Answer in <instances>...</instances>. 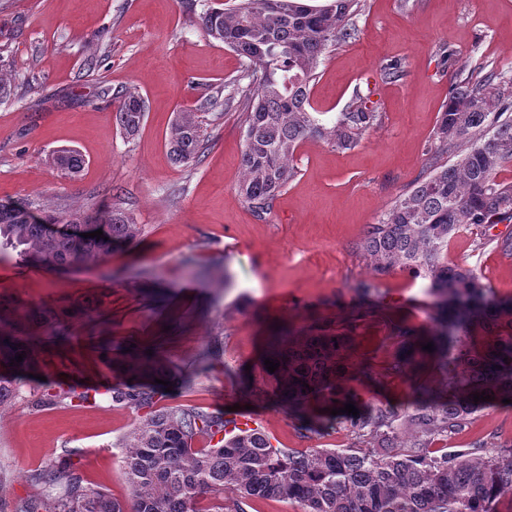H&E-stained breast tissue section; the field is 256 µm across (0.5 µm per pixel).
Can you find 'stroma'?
<instances>
[{
    "label": "stroma",
    "mask_w": 512,
    "mask_h": 512,
    "mask_svg": "<svg viewBox=\"0 0 512 512\" xmlns=\"http://www.w3.org/2000/svg\"><path fill=\"white\" fill-rule=\"evenodd\" d=\"M225 2L0 0V70L14 78L11 97L0 101V200H23L36 213L71 207L93 215L117 203L141 227L136 241L102 262L64 273L43 269L19 279L16 254L0 255L1 296L31 305L93 300L108 322L102 330L84 318L71 324L66 346L43 343L40 378H24L0 411V512L39 493L32 472L63 456L93 488L128 499L121 443L136 411L107 394L51 409L36 405L60 386L81 392L92 379L126 382L102 355L110 342L153 345L166 363L185 367L222 337L220 362L199 374L190 392L166 393L164 404L233 407L234 417L260 419L280 448H344L352 442L348 426L299 437L294 420L248 383L263 375L270 336L314 319L344 320L361 304L353 284L370 278L376 314L357 329L352 362L371 374L356 388L377 406L408 399L409 382L386 376L385 367L398 326L430 330L428 282L399 270L370 277L354 245L421 175L455 73L478 78L495 68L512 76V0H366L357 40L320 64L311 101L317 111L339 113L358 89L382 120L351 151L303 143L299 172L265 221L237 192L244 147L237 112H208L210 139L197 166L175 164L166 146L176 112L197 110L239 73L236 54L191 21ZM442 46L452 54L445 63ZM92 56L99 61L93 70L86 66ZM394 60L404 64V77L381 81L382 65ZM104 86L144 98L134 139L121 134L115 105L99 99ZM61 149L84 157L77 176L51 162ZM473 239L468 230L452 237L449 260L474 268L497 298L512 300V255L491 245L475 250ZM489 437L512 446V406L475 415L434 448L465 449Z\"/></svg>",
    "instance_id": "35a3bbf8"
}]
</instances>
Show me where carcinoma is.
<instances>
[{
	"label": "carcinoma",
	"instance_id": "carcinoma-1",
	"mask_svg": "<svg viewBox=\"0 0 512 512\" xmlns=\"http://www.w3.org/2000/svg\"><path fill=\"white\" fill-rule=\"evenodd\" d=\"M365 0H241L209 8L193 23L205 36L242 59L241 75L224 85V109L239 111L244 149L237 192L259 221L298 173L297 148L318 140L351 150L381 121L378 109L356 91L337 117L315 111L311 86L323 57L359 37L355 19ZM115 119L132 138L145 118L139 93L119 91ZM198 112L176 113L167 142L177 164L198 162L208 139ZM430 165L396 196L355 249L375 275L408 271L428 280L432 331L396 329L398 347L388 374L414 382L428 360L443 373L437 388L415 386L405 408L359 401L348 384L353 376L350 340L369 312L355 309L331 327L317 321L301 336L271 338L266 358L279 363L267 373L280 406L295 416L302 436L324 425L319 409L352 401L359 415L342 414L353 441L342 449L304 452L273 446L258 429L234 434L223 412L200 406L160 404L159 384L190 390L193 377L221 354L214 339L188 367L167 365L145 345L132 348L121 364L136 383L112 387V402L134 409L139 419L123 439V473L129 501L90 487L69 457L31 475L43 496L21 500L15 512H246L253 499H288L302 512H495L512 492V449L489 438L472 447L434 454L432 445L463 430L473 416L504 398L512 400V302L500 304L470 267L448 261V241L463 229L476 230V246L494 244L512 253V235L491 233L512 222V182L498 178L512 163V77L491 69L478 79L455 78L427 150ZM53 163L73 177L84 166L75 150H60ZM104 237L84 238L91 225ZM141 228L122 207L102 216L77 209H44L36 218L28 204L0 202V250L18 251L23 263L70 269L98 263L113 244L137 239ZM88 315L75 304L32 307L0 297V406L17 396L19 378L10 367L39 365L40 328L56 342L69 340L72 321ZM434 344L427 352L422 345ZM23 354V361L11 363ZM309 388H303V384ZM254 385L259 396L270 391ZM490 396L473 401L476 393ZM92 396L72 389L44 393L36 406L54 408ZM210 443L207 449L197 444Z\"/></svg>",
	"mask_w": 512,
	"mask_h": 512
}]
</instances>
